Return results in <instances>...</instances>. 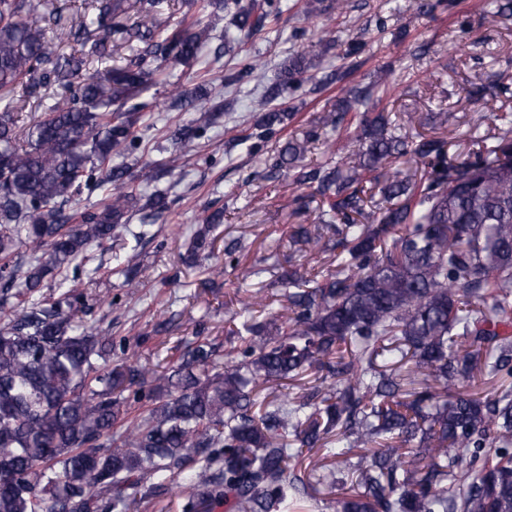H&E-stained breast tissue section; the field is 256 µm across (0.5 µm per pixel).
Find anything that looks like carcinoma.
<instances>
[{"instance_id": "1", "label": "carcinoma", "mask_w": 512, "mask_h": 512, "mask_svg": "<svg viewBox=\"0 0 512 512\" xmlns=\"http://www.w3.org/2000/svg\"><path fill=\"white\" fill-rule=\"evenodd\" d=\"M198 14L170 26L163 0H89L76 24L54 0H0V512H127L168 478L188 493L183 512L232 500L233 512H285L308 481L288 468L290 436L316 448L334 441L366 453L336 454V474L358 491L340 512H512V384L481 398L460 390L476 371L512 380V115L453 163L443 137L395 134L378 93L389 70L353 86L298 141L274 152L270 171L316 185L318 223L291 238L311 255L340 249L336 269L280 279V312L245 325L246 343L223 356L197 340L162 371L112 365V334L74 322L82 294L66 288L94 248L121 240L131 200L134 128L141 94L168 85L174 71L210 47L224 23L219 60L240 57L244 38L276 22L281 0H195ZM138 42L136 58L108 66L112 38ZM75 43L79 53L61 51ZM317 67L300 54L266 87L267 104L300 88ZM263 81L262 65L241 57L231 86ZM39 115L25 129V104ZM199 103L172 133L176 150L145 163L155 184L180 167L183 152L224 111L194 88L175 87L168 108ZM358 119L354 158L297 167L343 115ZM288 112L258 118L270 142ZM405 157L415 179L387 165ZM380 201L364 204L366 184ZM110 193L84 208L65 206L101 186ZM155 214L168 193L148 200ZM203 218L183 261L202 267L211 229ZM36 251L29 263L18 249ZM204 268V267H202ZM205 274L223 273L207 266ZM58 280L54 299L34 296ZM310 369L322 386L310 397L259 400V389Z\"/></svg>"}]
</instances>
